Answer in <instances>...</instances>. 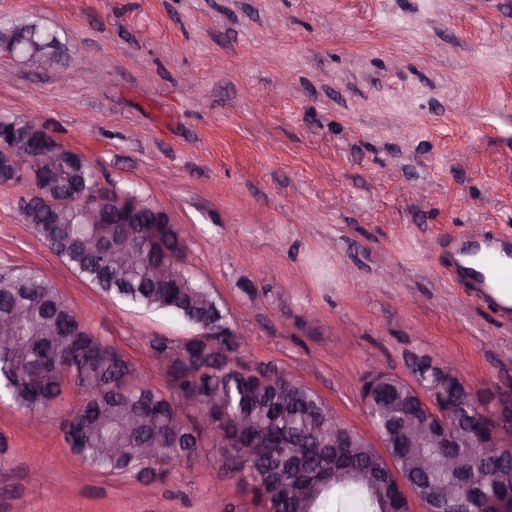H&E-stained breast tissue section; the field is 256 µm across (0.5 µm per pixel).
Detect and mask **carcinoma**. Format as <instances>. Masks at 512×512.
I'll return each instance as SVG.
<instances>
[{
    "label": "carcinoma",
    "instance_id": "carcinoma-1",
    "mask_svg": "<svg viewBox=\"0 0 512 512\" xmlns=\"http://www.w3.org/2000/svg\"><path fill=\"white\" fill-rule=\"evenodd\" d=\"M90 169L79 153L65 150L57 188L69 194L89 179ZM43 242L77 274L101 293L150 312L172 314L195 329L194 335L171 345L164 337L151 340L153 354L168 364L169 392L144 379L137 368L102 337L94 334L59 291L35 269L17 265L0 273V322L13 324L12 343L0 344V400L38 421L61 407L67 379L84 396L82 405L64 413L62 429L73 455L102 475L143 482L167 475L184 465L207 462L246 474L252 503L259 512H289L288 483H279L280 463L296 457L309 470L320 468L337 449L324 443V417L333 410L306 385L274 368L250 369L247 348L235 337L220 336L231 316L224 301L183 267V240L174 224H85L81 210L56 214L39 210L22 213ZM95 239L94 250L86 242ZM137 256L134 265L129 255ZM171 271L165 287L155 273ZM374 426L393 438L402 459L425 454L432 460L420 477L427 497L447 494L448 486L498 487V478L483 462L476 440L456 451L470 456L466 477L448 470L440 449L416 444L397 425L405 417L425 418L414 391L386 378L364 382ZM248 413L252 424L238 432L239 418ZM155 448L153 457L142 449ZM361 470L374 478H355L324 485L310 495V512H389L396 508L391 486L371 449H345Z\"/></svg>",
    "mask_w": 512,
    "mask_h": 512
}]
</instances>
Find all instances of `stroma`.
Masks as SVG:
<instances>
[{
    "label": "stroma",
    "mask_w": 512,
    "mask_h": 512,
    "mask_svg": "<svg viewBox=\"0 0 512 512\" xmlns=\"http://www.w3.org/2000/svg\"><path fill=\"white\" fill-rule=\"evenodd\" d=\"M55 31L62 72L0 55V118L37 119L99 185L191 225L184 267L274 365L380 447L360 380L450 357L481 397L512 393V316L453 280L448 242L512 225V0H0V25ZM45 276L158 389L149 341L192 328L102 296L0 186V271ZM53 413L0 401V512H224L240 474H98Z\"/></svg>",
    "instance_id": "obj_1"
}]
</instances>
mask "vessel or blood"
Listing matches in <instances>:
<instances>
[{
  "label": "vessel or blood",
  "instance_id": "1",
  "mask_svg": "<svg viewBox=\"0 0 512 512\" xmlns=\"http://www.w3.org/2000/svg\"><path fill=\"white\" fill-rule=\"evenodd\" d=\"M481 255L480 268L453 261L451 272L456 280L466 282L475 296L496 313L512 309V264L503 260L512 250V231L497 224H488L476 238Z\"/></svg>",
  "mask_w": 512,
  "mask_h": 512
}]
</instances>
